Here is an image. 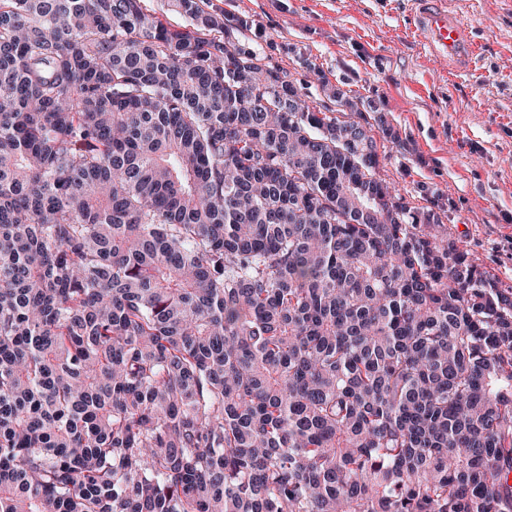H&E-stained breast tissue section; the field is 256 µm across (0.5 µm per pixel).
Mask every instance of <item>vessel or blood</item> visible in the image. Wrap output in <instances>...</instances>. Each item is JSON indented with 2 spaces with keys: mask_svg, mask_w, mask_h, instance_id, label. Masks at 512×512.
I'll use <instances>...</instances> for the list:
<instances>
[{
  "mask_svg": "<svg viewBox=\"0 0 512 512\" xmlns=\"http://www.w3.org/2000/svg\"><path fill=\"white\" fill-rule=\"evenodd\" d=\"M415 32L431 56L447 60L454 74L472 71L480 45L471 29L451 11L445 0H413Z\"/></svg>",
  "mask_w": 512,
  "mask_h": 512,
  "instance_id": "vessel-or-blood-1",
  "label": "vessel or blood"
}]
</instances>
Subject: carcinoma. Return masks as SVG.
Masks as SVG:
<instances>
[{"label":"carcinoma","instance_id":"cac0c4a2","mask_svg":"<svg viewBox=\"0 0 512 512\" xmlns=\"http://www.w3.org/2000/svg\"><path fill=\"white\" fill-rule=\"evenodd\" d=\"M143 2L0 0V512H512V286Z\"/></svg>","mask_w":512,"mask_h":512}]
</instances>
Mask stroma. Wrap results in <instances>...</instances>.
<instances>
[{
    "mask_svg": "<svg viewBox=\"0 0 512 512\" xmlns=\"http://www.w3.org/2000/svg\"><path fill=\"white\" fill-rule=\"evenodd\" d=\"M480 45L449 74L414 32L412 0H208L247 23L242 46L284 69L314 107L374 104L378 173L410 206L435 200L481 268L512 286V0H447Z\"/></svg>",
    "mask_w": 512,
    "mask_h": 512,
    "instance_id": "1",
    "label": "stroma"
}]
</instances>
